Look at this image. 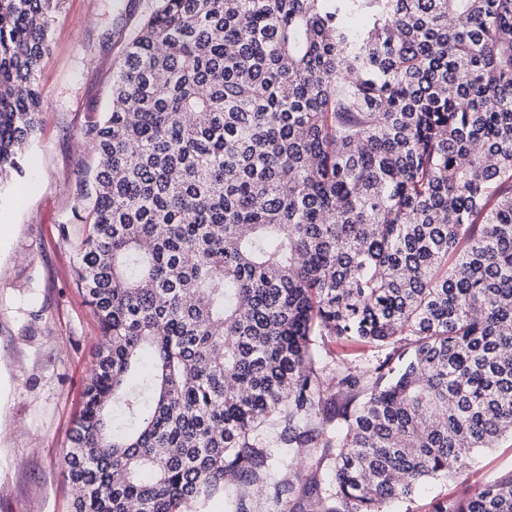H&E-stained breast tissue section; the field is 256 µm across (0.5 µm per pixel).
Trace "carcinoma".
Returning a JSON list of instances; mask_svg holds the SVG:
<instances>
[{
	"instance_id": "obj_1",
	"label": "carcinoma",
	"mask_w": 512,
	"mask_h": 512,
	"mask_svg": "<svg viewBox=\"0 0 512 512\" xmlns=\"http://www.w3.org/2000/svg\"><path fill=\"white\" fill-rule=\"evenodd\" d=\"M60 3L0 0V183ZM86 135L72 512H382L512 436V0H157ZM341 337L385 358L328 370Z\"/></svg>"
}]
</instances>
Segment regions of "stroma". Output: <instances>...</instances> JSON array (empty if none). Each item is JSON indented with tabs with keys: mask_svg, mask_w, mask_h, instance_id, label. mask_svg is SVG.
<instances>
[{
	"mask_svg": "<svg viewBox=\"0 0 512 512\" xmlns=\"http://www.w3.org/2000/svg\"><path fill=\"white\" fill-rule=\"evenodd\" d=\"M156 0H63L36 83L38 130L26 172L0 185V512H71L62 462L95 362L98 329L74 277L77 209L97 164L86 137L112 94V75ZM512 474V438L478 451L464 479L425 486L383 512H433L463 486Z\"/></svg>",
	"mask_w": 512,
	"mask_h": 512,
	"instance_id": "stroma-1",
	"label": "stroma"
}]
</instances>
